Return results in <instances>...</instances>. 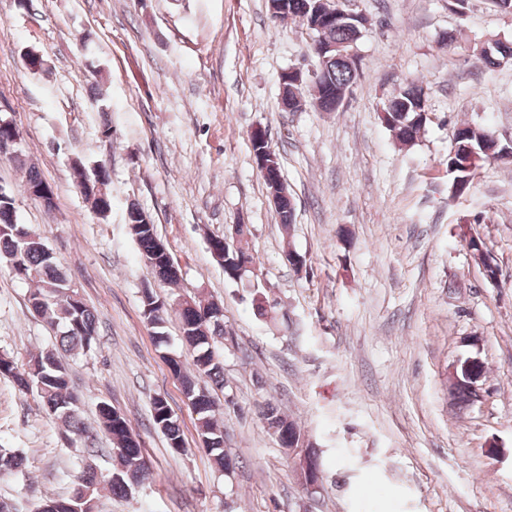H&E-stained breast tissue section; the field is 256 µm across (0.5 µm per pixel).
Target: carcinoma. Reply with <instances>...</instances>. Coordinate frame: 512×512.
Masks as SVG:
<instances>
[{
  "instance_id": "carcinoma-1",
  "label": "carcinoma",
  "mask_w": 512,
  "mask_h": 512,
  "mask_svg": "<svg viewBox=\"0 0 512 512\" xmlns=\"http://www.w3.org/2000/svg\"><path fill=\"white\" fill-rule=\"evenodd\" d=\"M338 9L334 0H325L317 5L315 0H286L285 10L278 18H295L314 35V43L334 44L337 49L326 54L319 65L318 80L315 82L321 111H336L333 90L338 86H353L359 76L358 58L350 59L344 53L354 49L361 31L350 26L341 25L333 20L314 27L318 13L329 15ZM512 54V47L500 41L496 45L480 47L477 59L481 64L493 69L501 64L506 54ZM423 90L415 82L400 85L399 93L383 103L380 116L382 123L393 133L397 143L402 147L414 145L421 131L424 130L428 117L426 101L422 99ZM494 132L471 122H462L455 126L448 149V167L455 169L450 174V188L453 197L460 198L472 187L474 179L483 166L491 161L511 164L512 158L505 155H491L494 145ZM474 159H469V156ZM471 160L469 166L463 162ZM17 166L26 169L23 188L31 189L46 185L38 166L30 165L19 158ZM79 186L84 198L91 203L93 212L105 215L112 209V196L109 190L96 188L95 176L78 173ZM281 226L288 230L294 224L295 208L284 197L276 207ZM127 224L131 225V235L137 243L142 257H147L156 248L158 235L155 225L143 222L140 208L131 203L127 207ZM217 245L227 251L231 264L238 262L256 264L251 250L235 249L225 238H217ZM0 262L7 264L13 274L20 280L34 285L30 296L35 302L30 304V311L45 321L55 334L52 348L42 351L30 360V368L20 370L15 360L4 354L0 355V376L11 379L24 393L37 395L45 411L60 424L65 440L71 443L85 442L90 439V429L83 421L78 407L79 396L70 385L68 366L62 362L60 352L69 354H87L97 345L99 337L98 319L92 308L87 305L77 306L69 301L66 285L67 273L57 263L56 258L46 250L43 240L31 233L28 228L17 221L13 211L12 196L0 197ZM157 295L142 302L144 323L151 330L158 343L167 339L169 310L156 305ZM252 305L261 316L276 313L278 303L269 299L259 288L252 293ZM211 303L194 301V306L178 309L175 314L179 320L180 339L192 351V363L187 365L182 355L177 353L167 359L174 374L181 381L184 392L192 400L191 408L197 415V429L200 436L214 441L210 455L214 465L224 470V431L218 423L219 408L216 394L227 388L224 379L223 346L225 336L229 334L224 319L203 321V314ZM484 366L475 362H462L457 367V374L463 383L450 388V394L457 403L464 405L474 399L476 394L464 380L471 376H480ZM161 398L152 400L153 426L165 436L168 446L176 453L184 451L183 431L174 417H160ZM263 423H275L282 434L280 445L288 447V442L302 436L298 424L281 413L270 402L259 405ZM98 420L104 425L113 447L119 449L113 460L111 476L107 479L109 489L114 494L124 495L132 487V482L140 483L150 475V467L145 460L138 439L132 432L127 420L116 424L104 409H97ZM26 468V458L14 448L0 447V478L21 473ZM78 484L90 490L89 498L81 500L72 496L46 497L37 507V512H47L49 504L65 502L66 512H85L87 504L98 500L102 478L91 465H86L77 476Z\"/></svg>"
}]
</instances>
